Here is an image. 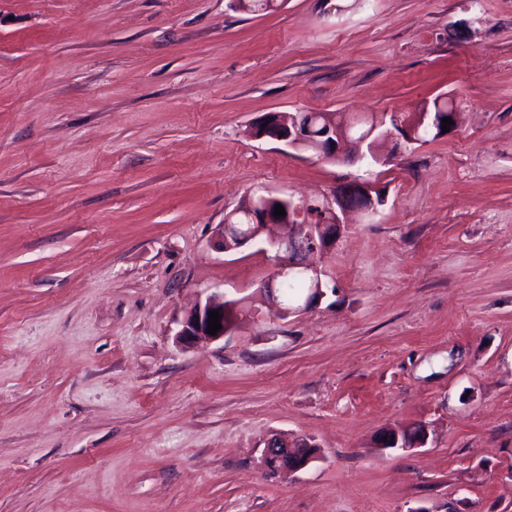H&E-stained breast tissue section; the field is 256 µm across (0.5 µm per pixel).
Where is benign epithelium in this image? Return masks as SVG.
<instances>
[{"mask_svg": "<svg viewBox=\"0 0 512 512\" xmlns=\"http://www.w3.org/2000/svg\"><path fill=\"white\" fill-rule=\"evenodd\" d=\"M269 123L265 124L263 136L276 140L285 146L296 149L310 143L309 128L300 125L297 120H289L280 113L267 115ZM376 133L371 130L366 136L353 141L355 150L353 154L346 155L340 152L342 145L348 141L346 134L336 130L332 125L323 130V141L315 144L318 156L327 160H336L342 163H357L368 156L363 150L369 139ZM359 197L364 201L361 211L372 216L377 213L378 205L372 191L368 186L356 181L347 182L325 197L319 203L320 214H305L301 205L294 203L290 197H277L259 191L260 202L256 205L258 213L254 215V224L249 230L240 235L219 225L215 231L214 246L217 250L228 253L237 248L248 247L262 242V234L270 226L279 229L278 235L268 241L269 249L273 252L275 272L264 285L267 297L272 301L273 307L280 314L287 316L308 310L319 303L326 295L325 283L322 279L324 272L314 267L308 257L314 253L329 254L336 249V242L344 231V216L349 210V200ZM279 202L285 212L284 216L274 215L273 202ZM295 272L304 273L309 281L307 296L291 307L281 303V288L283 281ZM217 311L220 316L231 311L239 314V304L235 300H224L222 294H211L199 302L194 308L185 313L181 322L178 336L181 340L193 344L215 342L224 338L231 331L228 323H221V329L214 335L207 333L209 325V312ZM428 429L421 426L417 434L400 442V433L389 429L384 438L379 440V448L386 450L393 446L405 450L419 448L426 445ZM313 447L308 440L290 442L277 435L268 439L265 444L261 463L271 473L298 472L310 466L320 458L321 453H307L306 449Z\"/></svg>", "mask_w": 512, "mask_h": 512, "instance_id": "1", "label": "benign epithelium"}]
</instances>
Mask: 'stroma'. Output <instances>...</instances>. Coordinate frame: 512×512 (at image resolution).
Segmentation results:
<instances>
[{
	"label": "stroma",
	"instance_id": "1",
	"mask_svg": "<svg viewBox=\"0 0 512 512\" xmlns=\"http://www.w3.org/2000/svg\"><path fill=\"white\" fill-rule=\"evenodd\" d=\"M444 94L455 130L380 164L252 134ZM349 180L384 203L315 308L211 246L256 189ZM216 291L233 331L181 343ZM274 434L320 459L269 473ZM0 512H512V0H0ZM400 434L401 433H399V430H387L379 439V448H381L382 450L394 448L409 450L426 445L428 440V429L425 425H421V429L419 430V432L412 436L411 438L407 439L403 443H400ZM383 437H387V440H383Z\"/></svg>",
	"mask_w": 512,
	"mask_h": 512
}]
</instances>
